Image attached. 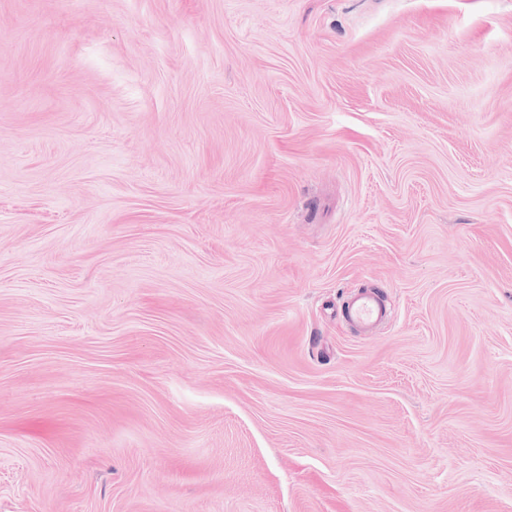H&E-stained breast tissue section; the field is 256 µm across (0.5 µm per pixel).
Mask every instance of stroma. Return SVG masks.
Returning <instances> with one entry per match:
<instances>
[{
	"label": "stroma",
	"mask_w": 512,
	"mask_h": 512,
	"mask_svg": "<svg viewBox=\"0 0 512 512\" xmlns=\"http://www.w3.org/2000/svg\"><path fill=\"white\" fill-rule=\"evenodd\" d=\"M0 512H512V0H0ZM344 315L351 324L371 329L385 320L387 309L377 291L366 290L350 298L344 307Z\"/></svg>",
	"instance_id": "obj_1"
}]
</instances>
